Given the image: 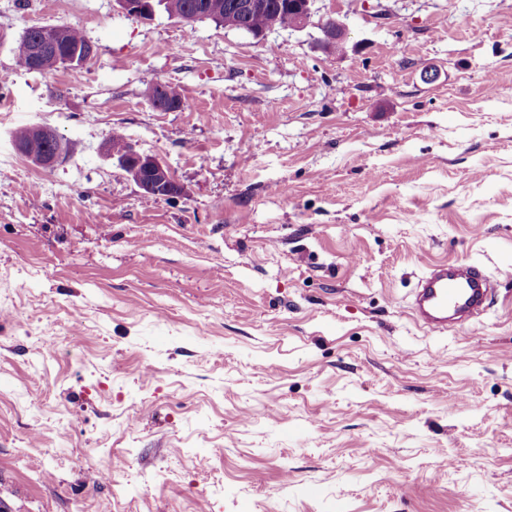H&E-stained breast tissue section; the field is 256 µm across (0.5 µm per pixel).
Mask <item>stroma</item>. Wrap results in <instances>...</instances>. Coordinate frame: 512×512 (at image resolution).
I'll list each match as a JSON object with an SVG mask.
<instances>
[{
	"mask_svg": "<svg viewBox=\"0 0 512 512\" xmlns=\"http://www.w3.org/2000/svg\"><path fill=\"white\" fill-rule=\"evenodd\" d=\"M61 25L82 69L15 67ZM1 107L5 512H512V0H315L260 38L0 0ZM23 125L67 155L30 163ZM446 260L497 288L433 332L409 299ZM48 30L46 35L42 32ZM42 39L47 43L42 56L36 60L32 54V45L36 39ZM91 44L87 41L82 31L73 26H40L28 28L13 44L11 49L13 61L18 69L29 72H49L60 66H68L60 58L61 53L84 54ZM56 49L63 50L56 54ZM76 53L69 64L74 69L83 67L90 60L93 50L87 56L80 57ZM37 137L38 132L35 125L18 127L14 130L12 135L15 148H17V146L26 145L17 149L19 154H21L35 166L46 169L52 168L65 153L63 142L60 136H58L57 132L49 126H45L43 128L41 132V138L38 143L29 144ZM42 138L56 139L58 147L57 143L54 145H49L50 149L54 147L57 148L52 153L46 152L45 146L41 143ZM112 157L116 158L112 153ZM118 166L132 179L135 172H139L140 177L136 184L147 192V194L155 197H163L168 194L161 192L159 189L166 184V189L171 186L177 187V183L158 161L149 156H144L137 152L129 143V149L125 156L116 158Z\"/></svg>",
	"mask_w": 512,
	"mask_h": 512,
	"instance_id": "stroma-1",
	"label": "stroma"
}]
</instances>
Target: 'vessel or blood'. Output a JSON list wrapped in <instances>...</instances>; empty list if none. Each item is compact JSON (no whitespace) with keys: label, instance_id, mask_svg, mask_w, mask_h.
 I'll use <instances>...</instances> for the list:
<instances>
[{"label":"vessel or blood","instance_id":"obj_1","mask_svg":"<svg viewBox=\"0 0 512 512\" xmlns=\"http://www.w3.org/2000/svg\"><path fill=\"white\" fill-rule=\"evenodd\" d=\"M491 292L492 283L479 267L441 262L432 265L419 279L410 309L421 327L444 331L479 316Z\"/></svg>","mask_w":512,"mask_h":512}]
</instances>
